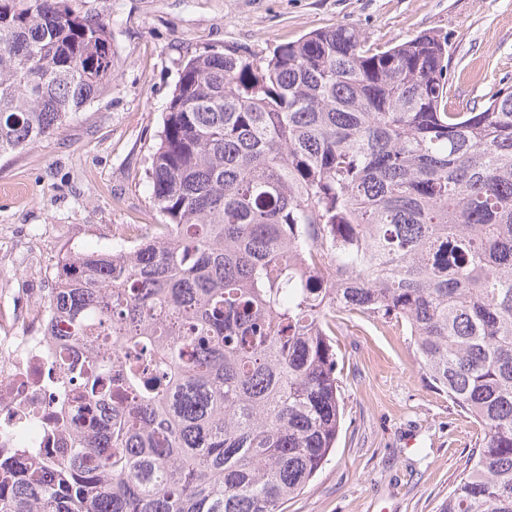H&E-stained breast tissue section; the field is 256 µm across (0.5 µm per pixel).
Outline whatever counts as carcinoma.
I'll use <instances>...</instances> for the list:
<instances>
[{"instance_id": "carcinoma-1", "label": "carcinoma", "mask_w": 512, "mask_h": 512, "mask_svg": "<svg viewBox=\"0 0 512 512\" xmlns=\"http://www.w3.org/2000/svg\"><path fill=\"white\" fill-rule=\"evenodd\" d=\"M111 80L106 19L0 0V155ZM449 90L429 33L190 59L148 172L166 222L63 258L46 300L88 424L0 454V512H283L340 431L338 312L406 326L482 426L438 512H512V85L455 112Z\"/></svg>"}]
</instances>
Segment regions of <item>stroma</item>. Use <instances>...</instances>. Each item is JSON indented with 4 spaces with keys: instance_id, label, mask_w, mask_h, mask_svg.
<instances>
[{
    "instance_id": "stroma-1",
    "label": "stroma",
    "mask_w": 512,
    "mask_h": 512,
    "mask_svg": "<svg viewBox=\"0 0 512 512\" xmlns=\"http://www.w3.org/2000/svg\"><path fill=\"white\" fill-rule=\"evenodd\" d=\"M105 17L112 80L62 131L0 157V289L48 288L64 255L108 251L164 218L146 171L184 64L247 57L315 30L356 28L367 47L430 32L448 41L453 90L483 105L512 83V0H65ZM344 419L333 453L284 512H437L480 426L422 373L404 328L336 322Z\"/></svg>"
}]
</instances>
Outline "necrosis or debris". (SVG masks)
I'll list each match as a JSON object with an SVG mask.
<instances>
[{
  "label": "necrosis or debris",
  "instance_id": "4bbe7bcc",
  "mask_svg": "<svg viewBox=\"0 0 512 512\" xmlns=\"http://www.w3.org/2000/svg\"><path fill=\"white\" fill-rule=\"evenodd\" d=\"M45 309L0 314V446L18 447L55 424L60 406L52 385L59 363L69 357L43 333Z\"/></svg>",
  "mask_w": 512,
  "mask_h": 512
}]
</instances>
